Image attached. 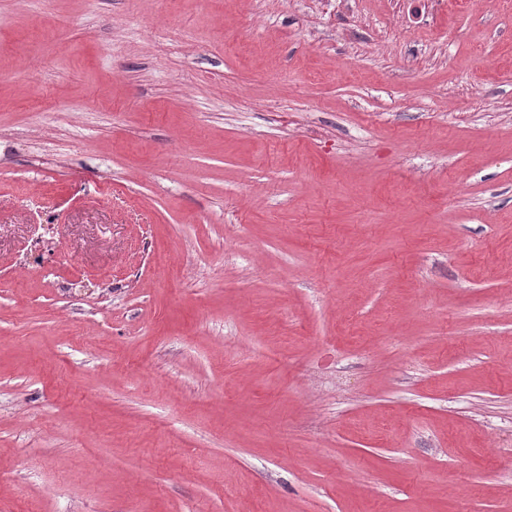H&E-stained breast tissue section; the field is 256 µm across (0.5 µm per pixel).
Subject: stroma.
Returning <instances> with one entry per match:
<instances>
[{"mask_svg":"<svg viewBox=\"0 0 512 512\" xmlns=\"http://www.w3.org/2000/svg\"><path fill=\"white\" fill-rule=\"evenodd\" d=\"M0 512H512V0H0Z\"/></svg>","mask_w":512,"mask_h":512,"instance_id":"35a3bbf8","label":"stroma"}]
</instances>
